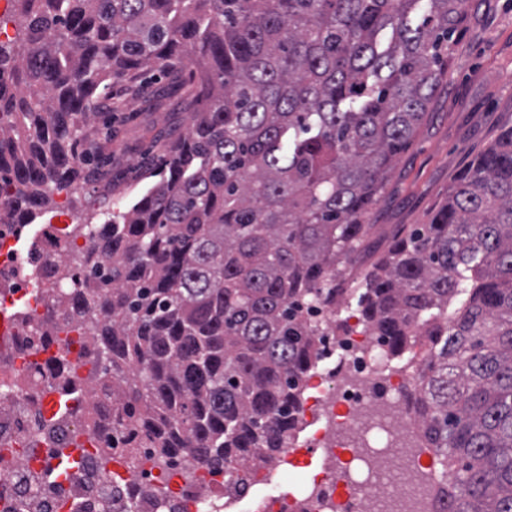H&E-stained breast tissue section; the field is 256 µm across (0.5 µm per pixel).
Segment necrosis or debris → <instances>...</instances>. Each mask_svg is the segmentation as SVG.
Returning a JSON list of instances; mask_svg holds the SVG:
<instances>
[{
	"label": "necrosis or debris",
	"mask_w": 512,
	"mask_h": 512,
	"mask_svg": "<svg viewBox=\"0 0 512 512\" xmlns=\"http://www.w3.org/2000/svg\"><path fill=\"white\" fill-rule=\"evenodd\" d=\"M66 230L43 225L25 256L13 225H0V314L18 319L0 346V512H224V471L192 459L176 470L125 469L100 490L98 457L112 445V392L65 364L45 334L66 315L41 270L80 264ZM328 343L340 356L307 379L299 419L310 428L312 453L333 460L344 449L348 459L317 470L305 490L286 495L277 490L281 473L253 458L239 472L238 497L258 483L269 492L256 512H441L448 483L437 466L420 464L432 451L404 377L382 374L386 346L370 327L348 318L337 320ZM77 393L83 410L48 436L41 414L50 400ZM61 440L83 445L86 457L53 481Z\"/></svg>",
	"instance_id": "4bbe7bcc"
}]
</instances>
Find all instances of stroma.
<instances>
[{
    "label": "stroma",
    "mask_w": 512,
    "mask_h": 512,
    "mask_svg": "<svg viewBox=\"0 0 512 512\" xmlns=\"http://www.w3.org/2000/svg\"><path fill=\"white\" fill-rule=\"evenodd\" d=\"M446 79L408 148L397 156L365 216L371 238L397 224L428 223L464 169L512 126V0H469L468 16L444 56ZM114 99L122 110L103 142L114 161L111 182L75 177L68 190L53 193L42 214L22 225L17 248H31L52 216L75 227L77 236L105 223L112 202L127 200L153 185L158 131L187 126L190 114L178 100L154 112L140 111L123 84Z\"/></svg>",
    "instance_id": "35a3bbf8"
}]
</instances>
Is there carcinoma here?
Here are the masks:
<instances>
[{
	"mask_svg": "<svg viewBox=\"0 0 512 512\" xmlns=\"http://www.w3.org/2000/svg\"><path fill=\"white\" fill-rule=\"evenodd\" d=\"M0 205L28 224L94 154L115 82L143 112L200 108L161 179L89 234L59 299L112 388V453L164 469L277 460L336 323L361 217L440 87L467 0H8ZM157 71L165 83H138ZM477 279L461 307L460 282ZM388 352L429 337L414 387L444 460L443 512H512V127L426 224L400 225L354 289ZM54 330L64 358L74 340ZM66 337H60V334Z\"/></svg>",
	"mask_w": 512,
	"mask_h": 512,
	"instance_id": "cac0c4a2",
	"label": "carcinoma"
}]
</instances>
